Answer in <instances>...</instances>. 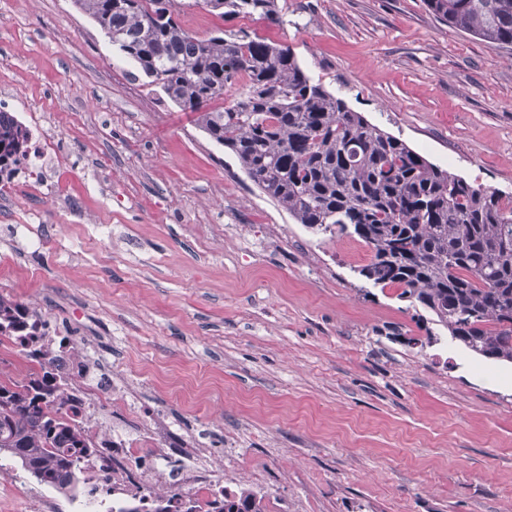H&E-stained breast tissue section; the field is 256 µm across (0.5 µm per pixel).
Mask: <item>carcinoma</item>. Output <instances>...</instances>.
Segmentation results:
<instances>
[{
    "mask_svg": "<svg viewBox=\"0 0 512 512\" xmlns=\"http://www.w3.org/2000/svg\"><path fill=\"white\" fill-rule=\"evenodd\" d=\"M436 18L493 47H512V0H425ZM147 84L195 116L247 177L295 220L371 251L361 276L393 287L430 313L449 341L484 361L512 364V196L431 163L313 81L290 46L242 29L199 39L181 25L179 0H74ZM225 21L283 23L277 0H206ZM222 99L224 108L211 103ZM29 130L0 112V182L30 150ZM37 313L0 293V337L38 335ZM29 372L0 366V453L63 494L85 462L110 469L50 371L46 351L25 350ZM122 512H268L246 489L206 500L176 493Z\"/></svg>",
    "mask_w": 512,
    "mask_h": 512,
    "instance_id": "cac0c4a2",
    "label": "carcinoma"
}]
</instances>
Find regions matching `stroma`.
I'll list each match as a JSON object with an SVG mask.
<instances>
[{
	"mask_svg": "<svg viewBox=\"0 0 512 512\" xmlns=\"http://www.w3.org/2000/svg\"><path fill=\"white\" fill-rule=\"evenodd\" d=\"M233 28L431 163L512 195V48L425 0H277ZM61 165L0 193V293L122 381L98 424L186 440L288 512H512V364L418 346L369 248L296 224L73 0H0V90ZM16 224L48 238L35 252ZM112 227L101 238L98 225ZM0 512H42L13 465Z\"/></svg>",
	"mask_w": 512,
	"mask_h": 512,
	"instance_id": "35a3bbf8",
	"label": "stroma"
}]
</instances>
